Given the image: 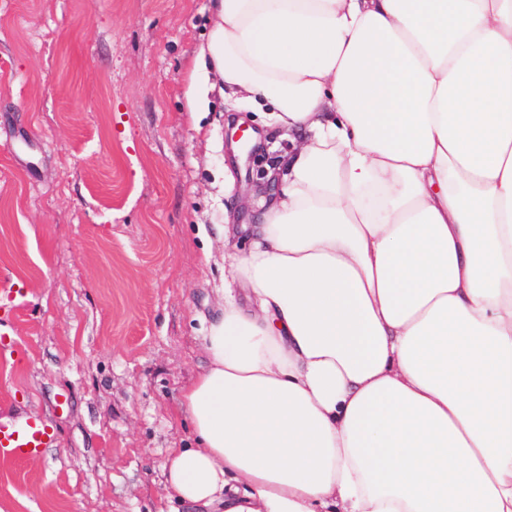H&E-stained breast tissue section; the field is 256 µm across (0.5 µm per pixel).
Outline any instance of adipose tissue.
<instances>
[{"label":"adipose tissue","instance_id":"adipose-tissue-1","mask_svg":"<svg viewBox=\"0 0 512 512\" xmlns=\"http://www.w3.org/2000/svg\"><path fill=\"white\" fill-rule=\"evenodd\" d=\"M214 9L213 89L292 148L224 254L169 499L512 512V0Z\"/></svg>","mask_w":512,"mask_h":512}]
</instances>
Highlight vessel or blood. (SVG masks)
<instances>
[{
  "label": "vessel or blood",
  "mask_w": 512,
  "mask_h": 512,
  "mask_svg": "<svg viewBox=\"0 0 512 512\" xmlns=\"http://www.w3.org/2000/svg\"><path fill=\"white\" fill-rule=\"evenodd\" d=\"M56 442L55 427L43 415L0 421V458L24 462L41 455Z\"/></svg>",
  "instance_id": "b4317fda"
}]
</instances>
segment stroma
<instances>
[{"label": "stroma", "mask_w": 512, "mask_h": 512, "mask_svg": "<svg viewBox=\"0 0 512 512\" xmlns=\"http://www.w3.org/2000/svg\"><path fill=\"white\" fill-rule=\"evenodd\" d=\"M211 0H0V418L57 444L0 459V512H169L182 393L207 366L226 223H258L229 119L290 151L258 105L192 80Z\"/></svg>", "instance_id": "stroma-1"}]
</instances>
